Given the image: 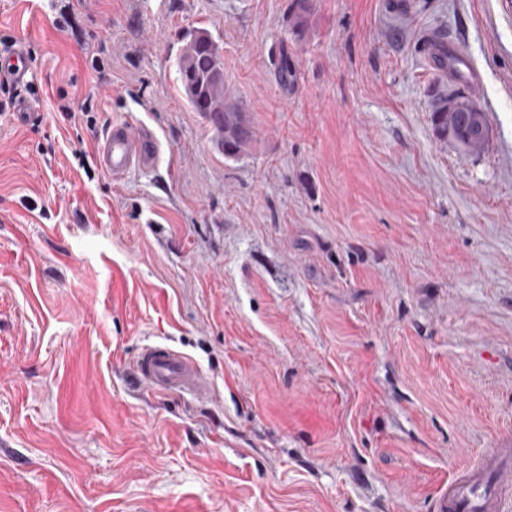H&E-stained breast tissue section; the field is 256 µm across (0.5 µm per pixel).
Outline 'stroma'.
<instances>
[{"instance_id":"stroma-1","label":"stroma","mask_w":512,"mask_h":512,"mask_svg":"<svg viewBox=\"0 0 512 512\" xmlns=\"http://www.w3.org/2000/svg\"><path fill=\"white\" fill-rule=\"evenodd\" d=\"M292 10L0 0L39 88L0 117V512H436L512 441V0H311L300 39ZM197 28L256 132L236 159L177 80ZM441 31L476 157L431 125ZM125 119L162 159L115 182ZM154 344L208 393L147 388ZM95 153L101 169L119 179L134 167L155 165L161 156V145L151 129L134 127L126 120L114 121L97 141Z\"/></svg>"}]
</instances>
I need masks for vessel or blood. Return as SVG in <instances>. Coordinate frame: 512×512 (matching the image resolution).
Segmentation results:
<instances>
[{
	"label": "vessel or blood",
	"instance_id": "vessel-or-blood-1",
	"mask_svg": "<svg viewBox=\"0 0 512 512\" xmlns=\"http://www.w3.org/2000/svg\"><path fill=\"white\" fill-rule=\"evenodd\" d=\"M0 73L18 83L30 76L28 52L16 43L0 59ZM95 153L101 169L112 178L125 176L132 168H148L161 156V145L149 128L128 121L113 122L97 141ZM140 378L155 392H206L196 364L185 354L168 346L146 347L137 362ZM438 512H512V445L492 448L472 462L456 469L441 488Z\"/></svg>",
	"mask_w": 512,
	"mask_h": 512
}]
</instances>
